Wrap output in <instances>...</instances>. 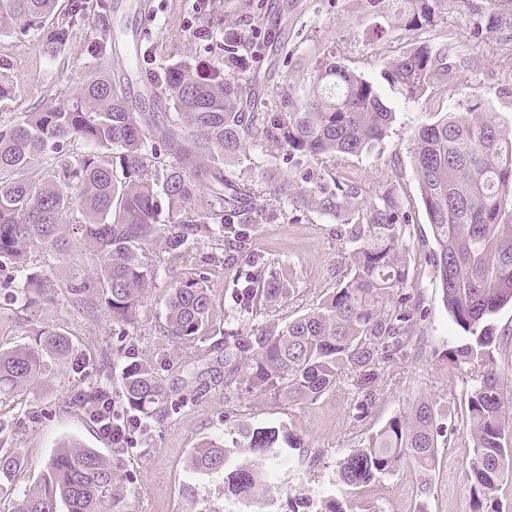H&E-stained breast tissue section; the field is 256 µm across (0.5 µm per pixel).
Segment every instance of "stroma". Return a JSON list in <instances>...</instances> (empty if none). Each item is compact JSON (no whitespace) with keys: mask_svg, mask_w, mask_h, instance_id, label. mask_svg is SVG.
<instances>
[{"mask_svg":"<svg viewBox=\"0 0 512 512\" xmlns=\"http://www.w3.org/2000/svg\"><path fill=\"white\" fill-rule=\"evenodd\" d=\"M89 20L74 26L63 61L52 63L41 50L36 35L0 33V71L14 80L16 97L0 110V125L18 112H35L64 99L71 83L80 77L88 60V47L99 25L111 27L115 45L111 66L115 78L125 81L130 106L144 110L146 91L131 75L129 35L139 30L143 39V70L158 73L161 61H184L196 65H222L224 35L261 30L265 48L248 75L249 84L268 111L284 110L286 101H299L307 93L319 64L339 61L351 70L372 76L381 65L402 55L414 40L445 44L459 53L456 88L449 102L462 111L477 105L503 123L512 122V29L492 34L479 46H470L467 36L470 16L462 0H448V10L434 26L414 34L405 30L399 17L401 0H383L372 9L368 0H103ZM382 22L386 36L370 37L374 22ZM214 37L203 40L201 29ZM395 113L388 137L370 154L348 161H311L314 170L340 173L352 168L367 178L395 179L412 200V220L406 238L410 272L416 282L414 294L421 320L415 344L390 368L380 384L369 417L352 419V396L339 385L315 403L291 405L279 399H240L237 406L258 426H286L305 446L308 468L280 471L278 494L257 506L256 512H316L321 497L333 494L340 460L389 419L409 414L422 401L436 402L441 413L455 410L468 384L449 382L443 355L461 344V332L449 320L440 298L430 258L435 244L427 215L420 202L412 148L419 127L439 119L428 100L415 103L395 100ZM252 260L280 264L296 283L290 299L269 307L249 325L230 326L228 308L233 280L246 270L247 262H228L224 248L202 241L186 251L158 248L168 271L147 291L144 311L133 327L120 332L111 317L95 303L73 306L65 298L26 310L10 301L14 280L35 269L50 284L68 280L73 270L99 263L96 253L78 248L67 259L39 249L24 263L0 271V348L33 343L38 331L50 328L69 336L74 345L70 360L50 361L45 383L36 392L0 402V419L11 423L6 445L18 449L26 467L17 478L18 487L34 485L48 459L63 441L75 440L113 457L123 478L124 490L112 512H236L224 497L223 474L197 475L187 466L191 452L209 441L224 437V419L229 402L224 397L225 331L238 333L251 327L281 323L313 309L332 288L330 271L341 255L336 223L316 213H307L288 223L279 205L265 201L263 217L252 234ZM192 272L204 276L210 290L212 319L208 339L182 344L165 336L161 317L162 296L170 285ZM132 343L135 356L152 362L172 397L183 404L174 413H159L149 420L147 437H134L128 450L113 455L112 445L94 423L69 403L71 389L102 379L111 393L120 391L122 364L114 351ZM473 453L468 427L456 425L446 436L432 470L401 466L393 475L364 489L356 512H471L472 502L465 467ZM413 483V501L398 496L401 483Z\"/></svg>","mask_w":512,"mask_h":512,"instance_id":"obj_1","label":"stroma"}]
</instances>
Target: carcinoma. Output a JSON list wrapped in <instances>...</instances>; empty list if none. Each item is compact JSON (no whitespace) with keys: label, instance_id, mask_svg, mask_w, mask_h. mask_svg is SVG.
I'll return each mask as SVG.
<instances>
[{"label":"carcinoma","instance_id":"cac0c4a2","mask_svg":"<svg viewBox=\"0 0 512 512\" xmlns=\"http://www.w3.org/2000/svg\"><path fill=\"white\" fill-rule=\"evenodd\" d=\"M57 0H0V32L41 37L43 51L63 59L72 24L90 10L71 0L69 23L45 28ZM405 27L434 25L445 0H405ZM471 37L481 41L512 27V0L467 3ZM263 43L254 35L224 38V66L169 63L159 72L173 111L133 112L121 81L112 78V35L98 31L91 52L96 68L83 73L67 97L39 112H23L0 126V270L41 248L59 255L86 245L101 256L98 266L75 272L60 285L71 302L93 298L122 328L134 324L148 287L165 269L147 256L162 239L183 250L214 239L245 257L250 231L263 210V191L294 222L308 212L336 218L341 261L332 269L336 287L317 307L281 326L258 327L224 337V390L234 398H286L313 403L341 380L354 393L353 419H366L387 368L418 335V308L406 259L411 218L400 184L366 186L354 172L324 177L304 167L309 159L359 157L387 137L393 120L385 91L405 100L452 90L457 66L448 46L422 41L384 63L380 80L339 62L319 67L311 88L285 112H256L245 82ZM299 171L303 185L273 181L264 189L240 181L230 170L247 158L250 145ZM420 199L436 251L431 266L450 320L464 343L448 349V382L467 373L463 421L474 452L466 466L472 512H503L496 493L512 469V418L506 391L494 368L500 337L492 317L512 304V125L473 105L422 126L412 148ZM294 292L293 283L260 267L237 278L228 315L248 321L262 308ZM26 308L53 298L32 271L13 289ZM164 333L177 342H204L211 298L203 277L177 281L163 300ZM71 339L43 329L35 344L0 349V400L38 386L46 359L66 360ZM119 394L124 411L112 410L103 383L71 394V404L121 433L112 452L128 450L132 433L147 430L141 416L168 403L170 393L150 364L123 349ZM439 416L423 401L406 416L391 418L343 458L336 469V495L327 512H352V497L405 464L434 467L440 448ZM303 442L285 427L234 421L224 444L195 450L188 465L198 473H224V496L258 504L276 487L271 470L286 450ZM25 467L16 448H0V491L15 494L12 481ZM119 480L116 465L97 449L65 442L48 461L38 483L18 497L14 512H107L106 498Z\"/></svg>","mask_w":512,"mask_h":512}]
</instances>
